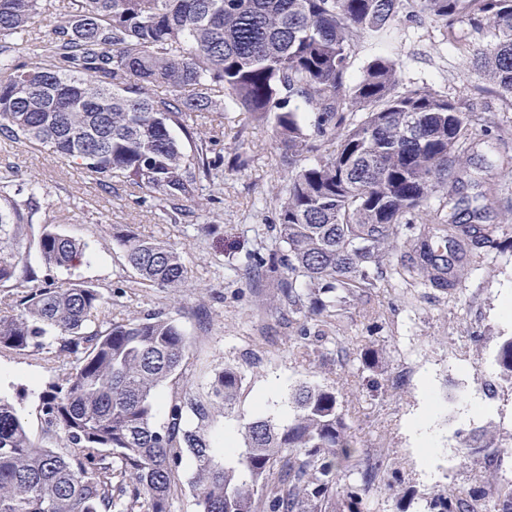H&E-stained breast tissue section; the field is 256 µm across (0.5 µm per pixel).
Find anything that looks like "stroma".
<instances>
[{"instance_id":"obj_1","label":"stroma","mask_w":512,"mask_h":512,"mask_svg":"<svg viewBox=\"0 0 512 512\" xmlns=\"http://www.w3.org/2000/svg\"><path fill=\"white\" fill-rule=\"evenodd\" d=\"M453 32L450 44L438 28L398 19L385 38L358 47L351 72L360 75L368 61L387 56L400 63L405 79L428 84L459 103L480 133L469 154L470 174L462 193L484 206V223L501 225L512 237V98L481 79L473 66L475 50L492 44V37L474 38L462 20L455 21ZM239 132L250 155L242 168L234 162ZM215 150L224 164L202 190L212 202L195 211L189 224L163 217L154 204L134 203L122 186L102 190L95 174L25 144L0 140V167L13 168L20 182L38 181L46 191L35 231L50 224L88 244L82 265L49 270V277L80 280L105 293L123 288L124 297L102 313L105 321L158 308L169 312L190 338L195 383H205L224 364L242 365L246 382L239 409L249 413L270 380H278L279 392L265 408L278 419L297 382L336 387L365 455L383 462L370 494L371 512H396V500L386 492L391 483L409 495L450 481L467 488L475 466H456L448 446L454 429L473 430L491 417L501 433L512 435V388L491 415L477 416L469 408L471 400L481 398L486 375L495 370L489 354L497 336L512 333V323L500 314L502 299L512 295V248L497 243L471 247L459 262L473 265V272L445 293L380 282L369 305H350L341 319L356 344L340 349L334 341L321 340L305 363L293 355L289 339L320 337L319 320L289 316L287 307L274 299L273 281L256 283L243 275L249 255L270 248L278 231L274 188L283 171L272 132L247 124L244 114L229 108ZM118 229L182 250L189 285L159 290L139 284L113 237ZM365 343L380 352L376 368H363L357 360ZM51 379L38 357L0 353V395L15 403L38 443L45 440L40 396ZM428 392L439 412L432 422L436 449L427 463L416 451L409 423L421 412Z\"/></svg>"}]
</instances>
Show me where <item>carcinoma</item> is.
I'll use <instances>...</instances> for the list:
<instances>
[{
    "label": "carcinoma",
    "mask_w": 512,
    "mask_h": 512,
    "mask_svg": "<svg viewBox=\"0 0 512 512\" xmlns=\"http://www.w3.org/2000/svg\"><path fill=\"white\" fill-rule=\"evenodd\" d=\"M431 25L463 18L496 43L474 66L512 96V0H0V137L81 165L171 218L224 158L217 136L191 117L224 115V102L271 126L282 158L278 243L253 257L248 279H273L288 311L340 324L339 311L374 288L384 260L400 284L448 291V253L489 240L462 200L415 219L462 182L477 129L456 102L407 84L375 57L351 74L357 46L398 16ZM314 114L308 124L302 114ZM309 154L319 158L303 163ZM40 186L0 169V351L39 356L52 373L35 443L14 403L0 397V512H170L186 456L196 512H367L374 470L333 387L299 381L275 421L237 410L246 374L226 364L203 387L189 377V339L153 310L102 321L114 293L39 277L22 252L71 269L85 245L28 229ZM144 286L182 288L189 270L173 245L117 233ZM496 372L512 385V336H500ZM233 420L225 448L218 419ZM496 493L512 512V481L485 470L465 490L407 500L398 512H466L463 499Z\"/></svg>",
    "instance_id": "carcinoma-1"
}]
</instances>
